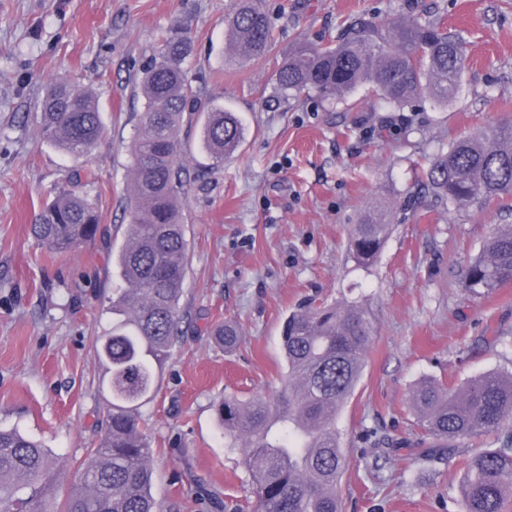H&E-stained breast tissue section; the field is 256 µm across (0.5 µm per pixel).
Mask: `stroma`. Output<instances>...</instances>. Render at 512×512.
<instances>
[{"label":"stroma","instance_id":"35a3bbf8","mask_svg":"<svg viewBox=\"0 0 512 512\" xmlns=\"http://www.w3.org/2000/svg\"><path fill=\"white\" fill-rule=\"evenodd\" d=\"M235 0H0V426L50 448L61 489L105 432L104 370L95 338L110 328L112 253L125 240L130 146L145 99L142 69L162 37L190 27L189 76L202 101L246 128L237 153L210 168L201 126L183 127L188 273L182 337L144 408L154 447L153 493L165 512H254L238 454L212 404L227 393L273 396L283 384L280 336L305 302H355L373 330L363 376L337 426L349 458L344 512H462L472 450L452 459L376 454L364 429L412 437L411 394L512 371V283L487 297L462 286L464 266L493 225L512 224V197L449 212L426 180L433 157L480 127L512 124V0H263L274 42L258 61L226 62ZM439 16L466 40L457 98L396 111L374 85L326 101L287 96L275 72L300 42H339L361 24ZM92 88L106 127L84 158L44 141L46 84ZM101 213L76 255H48L29 234L42 202L74 170ZM383 203L393 230L374 265L347 256L352 224ZM237 322L233 351L211 328ZM499 343H492V336Z\"/></svg>","mask_w":512,"mask_h":512}]
</instances>
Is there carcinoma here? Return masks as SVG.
I'll list each match as a JSON object with an SVG mask.
<instances>
[{"mask_svg":"<svg viewBox=\"0 0 512 512\" xmlns=\"http://www.w3.org/2000/svg\"><path fill=\"white\" fill-rule=\"evenodd\" d=\"M226 25L232 56L255 60L270 50L272 32L261 0H236ZM190 53L188 29L174 28L142 71L145 106L132 141L129 224L115 260L120 286L108 298L112 327L96 337L111 395L106 433L81 461L78 484L50 511L57 483L50 449L16 427L0 426V512H163L152 493L155 449L142 408L180 339L188 251L180 130L204 119L203 145L218 163L244 140L235 113L200 101L186 68ZM466 66L460 34L408 16L387 28L362 27L335 45L298 43L284 56L276 83L291 95L314 92L325 100L372 83L401 111L417 99L453 101ZM38 123L44 140L76 159L105 132L94 95L65 79L46 89ZM426 178L448 210L512 195V127L488 125L451 144ZM99 224L95 202L61 184L30 225V235L51 255L70 254L96 236ZM391 231L386 207L375 203L354 225L350 257L361 267L373 265ZM510 282L512 225L498 224L466 264L464 285L484 296ZM212 336L229 350L240 331L232 322L219 323ZM371 341L372 327L360 306L302 304L284 323L286 378L280 393L273 399L226 396L215 404L228 447L238 451L249 476L257 512H343L336 489L349 461L336 419L362 377ZM412 406L413 438L394 441L369 430L372 447L449 459L458 443L495 435L498 447L469 459L464 512H507L512 373L489 372L456 389L423 382L413 391Z\"/></svg>","mask_w":512,"mask_h":512,"instance_id":"obj_1","label":"carcinoma"}]
</instances>
